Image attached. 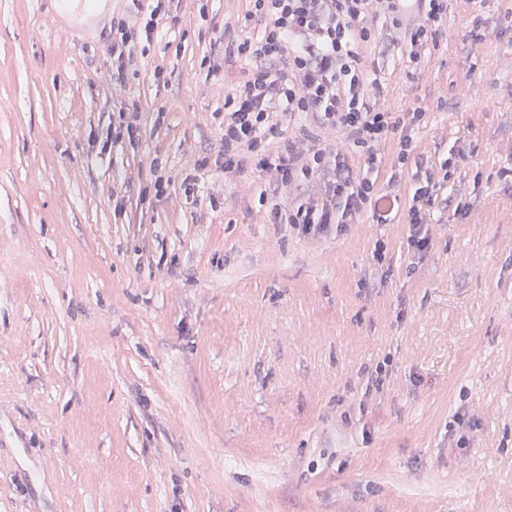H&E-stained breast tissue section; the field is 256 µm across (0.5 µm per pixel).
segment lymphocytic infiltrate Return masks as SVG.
Returning <instances> with one entry per match:
<instances>
[{
	"label": "lymphocytic infiltrate",
	"mask_w": 512,
	"mask_h": 512,
	"mask_svg": "<svg viewBox=\"0 0 512 512\" xmlns=\"http://www.w3.org/2000/svg\"><path fill=\"white\" fill-rule=\"evenodd\" d=\"M137 5L140 0H131ZM165 13L163 0L138 10L133 24L118 21L112 31V73L123 76L134 58V42L152 41ZM253 17L263 24L259 38L230 36L226 57L252 60L248 79L224 99V171L237 174L247 161L274 174L284 185L297 178L320 179L325 195L305 204L274 205V220L288 219L304 231H326L332 224H352L364 212L388 224L404 178L413 192L407 210L411 244L425 250L434 190L453 176L455 158L442 170L411 162L412 132L424 124L423 108L399 104L380 107L381 78L368 62L372 45L400 46L406 69L424 68L438 47V32L448 15V0H253ZM384 17L386 30L374 26ZM306 113L327 131L345 133V147L309 140L277 144L285 125ZM399 135V151L390 176L377 181L381 150ZM351 149L363 160L353 170L343 154Z\"/></svg>",
	"instance_id": "1"
}]
</instances>
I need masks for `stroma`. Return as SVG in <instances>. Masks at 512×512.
I'll return each instance as SVG.
<instances>
[{
	"label": "stroma",
	"mask_w": 512,
	"mask_h": 512,
	"mask_svg": "<svg viewBox=\"0 0 512 512\" xmlns=\"http://www.w3.org/2000/svg\"><path fill=\"white\" fill-rule=\"evenodd\" d=\"M56 2L0 0V512H512V0H451L424 70L371 53L416 155L463 152L422 252L406 211L306 234L270 210L321 182L225 174L250 0H171L120 79L130 0Z\"/></svg>",
	"instance_id": "obj_1"
}]
</instances>
